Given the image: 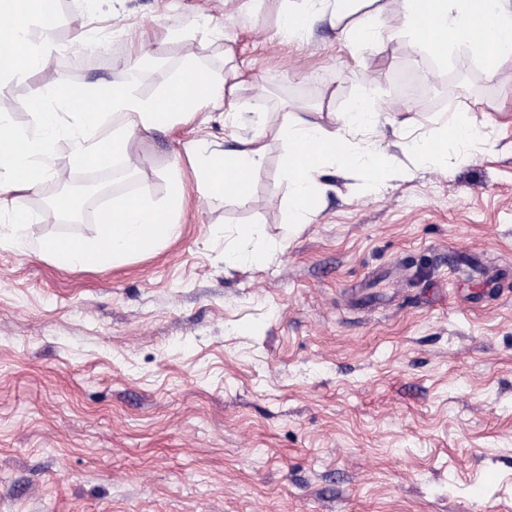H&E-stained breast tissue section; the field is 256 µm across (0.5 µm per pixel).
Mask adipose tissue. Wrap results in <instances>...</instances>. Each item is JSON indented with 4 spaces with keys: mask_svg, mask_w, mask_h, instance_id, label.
<instances>
[{
    "mask_svg": "<svg viewBox=\"0 0 512 512\" xmlns=\"http://www.w3.org/2000/svg\"><path fill=\"white\" fill-rule=\"evenodd\" d=\"M361 2L302 0L299 10L283 16L280 30L291 38L300 36L326 10L336 20H349L346 33L356 45L375 49L405 39L426 55L462 44L482 56H495V64L486 70L490 78L512 76V0H395L402 20L397 27L385 25L379 14L362 13ZM55 15L47 0H0V17L12 21L10 27H0V81L43 62L55 43ZM143 61L140 55L125 60L124 82L100 93L58 87L67 114L29 101L25 108L30 125L19 128L9 113H0V209L10 208V193L36 189L49 180L67 181L75 167L98 168L117 162L136 169L139 159L130 144L139 133L183 123L204 105L225 96L223 77L192 67L157 94L140 96L134 75L141 71ZM376 128V113L364 99L345 113L337 129L302 115L282 126L281 135L288 144L283 166L291 188L289 224L306 223L315 203L321 202L318 174L324 168L360 169L371 192L386 181L390 157L371 148L355 149L345 136L349 129ZM473 137L468 124L456 122L446 127L440 140L415 142L411 148L423 162L439 166L446 162L449 150H460ZM61 141L74 146L67 168L52 162L53 150ZM265 155L264 138L257 133L242 140L239 150L228 153L194 141L187 158L203 193L244 201L251 196V178ZM169 184L163 201L131 194L101 209L94 235L39 238L40 255L69 268L101 269L156 253L178 238L182 229L177 219L184 203L180 168L170 171Z\"/></svg>",
    "mask_w": 512,
    "mask_h": 512,
    "instance_id": "obj_1",
    "label": "adipose tissue"
}]
</instances>
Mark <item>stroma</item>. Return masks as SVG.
Listing matches in <instances>:
<instances>
[{"mask_svg": "<svg viewBox=\"0 0 512 512\" xmlns=\"http://www.w3.org/2000/svg\"><path fill=\"white\" fill-rule=\"evenodd\" d=\"M287 6L59 0L57 49L0 85L29 126L23 102L62 113L57 85L111 88L152 31L165 43L140 94L192 65L224 76L238 117L219 101L204 125L135 140L138 191L164 198L192 141L232 151L260 131L267 146L248 202L186 180L182 234L157 254L88 270L0 247V512H512V79L463 46L358 47L327 18L284 38ZM107 33L112 54H88ZM365 96L380 131L352 141L404 174L371 194L325 169L319 211L290 229L280 125L333 127ZM453 118L475 130L468 159L406 156ZM67 194L10 199L35 238L88 236L122 191L70 223ZM238 224L267 257L225 265Z\"/></svg>", "mask_w": 512, "mask_h": 512, "instance_id": "obj_1", "label": "stroma"}]
</instances>
